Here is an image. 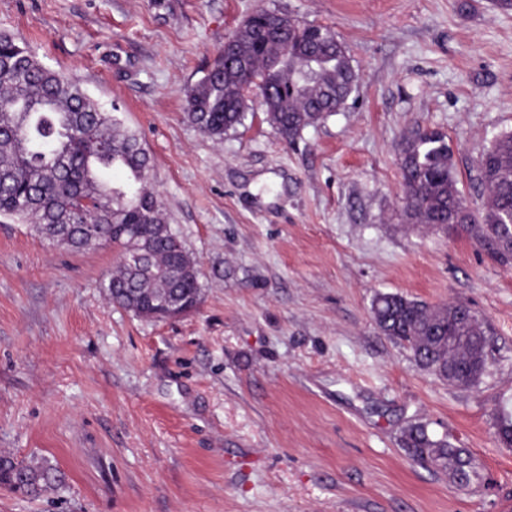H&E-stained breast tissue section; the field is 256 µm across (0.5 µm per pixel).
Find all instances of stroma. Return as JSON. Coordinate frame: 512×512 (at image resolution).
Returning a JSON list of instances; mask_svg holds the SVG:
<instances>
[{
	"label": "stroma",
	"instance_id": "1",
	"mask_svg": "<svg viewBox=\"0 0 512 512\" xmlns=\"http://www.w3.org/2000/svg\"><path fill=\"white\" fill-rule=\"evenodd\" d=\"M331 26L359 74L344 109L283 142L253 103L215 140L184 91L256 9ZM0 33L104 109L151 157L202 301L133 316L73 253L0 218V454L63 482L0 512H512V268L467 234L405 223L399 149L442 131L468 205L481 152L512 132V10L496 0H0ZM469 305L493 332L478 388L436 379L381 335L376 293ZM427 424L468 448L456 488L399 445Z\"/></svg>",
	"mask_w": 512,
	"mask_h": 512
}]
</instances>
